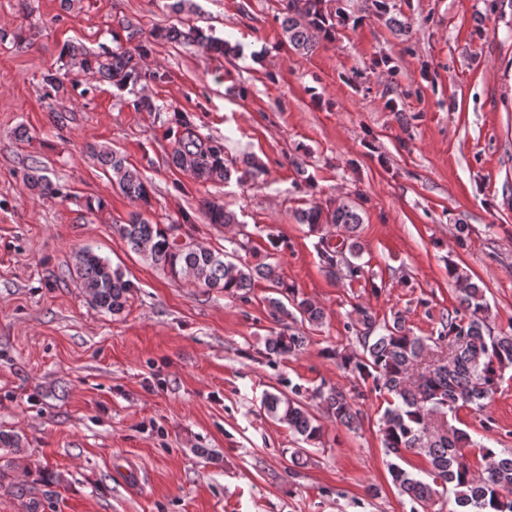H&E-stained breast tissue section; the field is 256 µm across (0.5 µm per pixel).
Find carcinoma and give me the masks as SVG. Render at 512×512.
<instances>
[{
    "mask_svg": "<svg viewBox=\"0 0 512 512\" xmlns=\"http://www.w3.org/2000/svg\"><path fill=\"white\" fill-rule=\"evenodd\" d=\"M322 3L323 0H288L281 29L288 45L302 55L313 52L329 33ZM126 29L129 47L95 52L80 43L66 45V72L92 71L119 87L137 84L149 49L137 39L140 32L136 26L129 22ZM154 38L196 42L219 56L231 51L228 42L200 30L162 28ZM171 121L176 127L172 164L204 182L228 181L231 170L224 160V143L201 136L183 112L173 113ZM90 153L109 174L110 182L139 207L127 222L115 225L132 252L160 266L173 279H186L193 285L243 300L249 299L255 283H266L271 292L266 297L268 313L279 326V331L266 338L268 353L288 358L305 350L309 337L295 324L318 328L324 323L325 312L319 303L299 297L285 281L276 258L287 247L284 238H268L270 250L262 255L251 246L250 233L244 231L245 225L235 212L217 201L204 200L200 210L208 223L234 231L233 236L224 238L228 246L208 248L187 240L181 242V224L163 227L143 217L142 210L150 203V190L137 168L107 146H93ZM27 186L45 195H62L46 175L29 176ZM295 218L319 233L317 255L329 274L348 285L369 281L367 263L361 262L362 218L356 203L342 201L326 209L314 205L298 211ZM336 229L342 233L334 234ZM243 252L254 261L242 258ZM69 273L75 275L89 303L100 311L117 315L128 306L134 284L93 251L75 252ZM448 276L458 285L459 307L441 312L431 336L415 335L399 312L381 320L367 306L353 307L354 317L346 323V329L355 336L362 351L348 354L336 349L331 356L355 384L344 390L323 383L314 394L329 420L353 432L361 429L364 422L357 401L368 392L386 397L378 433L392 484L400 495L409 498L411 512L440 500L451 505L448 512H512V449L496 452L482 447L486 464L483 470L475 471L465 449L476 443L466 430L449 421L462 408L487 409L500 387L502 373L512 368V332L494 335L488 329L485 288L453 263L448 264ZM303 394L302 385L290 382L286 392L278 388L265 392L262 407L299 441L317 445L322 440L323 425L304 402ZM408 454L427 460L428 479L418 478L401 466Z\"/></svg>",
    "mask_w": 512,
    "mask_h": 512,
    "instance_id": "1",
    "label": "carcinoma"
}]
</instances>
